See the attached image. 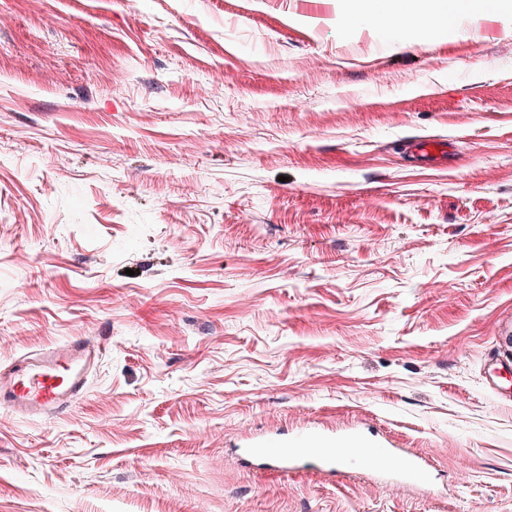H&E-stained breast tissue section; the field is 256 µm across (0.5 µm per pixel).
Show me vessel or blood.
Segmentation results:
<instances>
[{
    "label": "vessel or blood",
    "instance_id": "obj_1",
    "mask_svg": "<svg viewBox=\"0 0 512 512\" xmlns=\"http://www.w3.org/2000/svg\"><path fill=\"white\" fill-rule=\"evenodd\" d=\"M101 355L98 342L77 338L15 360L0 371V407L21 419L57 418L84 397L88 375ZM326 454V449L305 438L289 446L265 441L246 451L247 457L260 461L262 467L278 472L293 470L300 459ZM377 456L404 477L427 476L417 458L397 456L389 448L379 449Z\"/></svg>",
    "mask_w": 512,
    "mask_h": 512
}]
</instances>
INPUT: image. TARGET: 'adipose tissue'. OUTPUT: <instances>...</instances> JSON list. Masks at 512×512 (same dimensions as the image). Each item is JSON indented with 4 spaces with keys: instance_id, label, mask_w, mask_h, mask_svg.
I'll use <instances>...</instances> for the list:
<instances>
[{
    "instance_id": "adipose-tissue-1",
    "label": "adipose tissue",
    "mask_w": 512,
    "mask_h": 512,
    "mask_svg": "<svg viewBox=\"0 0 512 512\" xmlns=\"http://www.w3.org/2000/svg\"><path fill=\"white\" fill-rule=\"evenodd\" d=\"M354 2L357 10L366 11L372 24L399 25L411 31L449 30L468 17L512 13V0H408L410 7L406 10L395 7L372 9L367 5L368 0Z\"/></svg>"
}]
</instances>
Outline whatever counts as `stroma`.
Returning <instances> with one entry per match:
<instances>
[{"instance_id": "stroma-1", "label": "stroma", "mask_w": 512, "mask_h": 512, "mask_svg": "<svg viewBox=\"0 0 512 512\" xmlns=\"http://www.w3.org/2000/svg\"><path fill=\"white\" fill-rule=\"evenodd\" d=\"M351 8L0 0V367L105 347L0 512H512V20ZM307 435L432 483L238 462ZM377 456L380 459H385L389 466L402 474L406 478L411 479H426V467L414 457H399L392 448H379Z\"/></svg>"}]
</instances>
